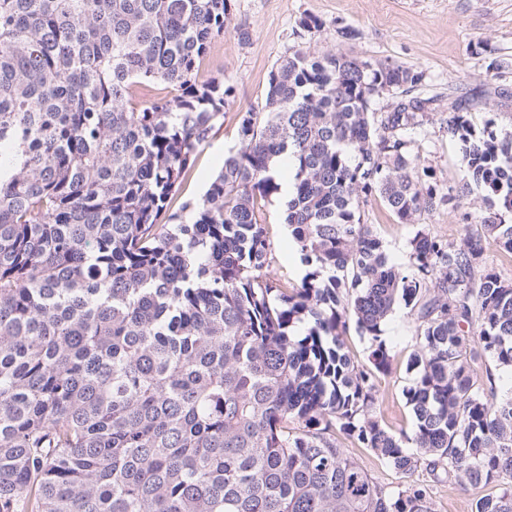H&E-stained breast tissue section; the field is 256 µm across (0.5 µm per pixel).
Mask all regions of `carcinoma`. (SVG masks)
<instances>
[{
	"mask_svg": "<svg viewBox=\"0 0 512 512\" xmlns=\"http://www.w3.org/2000/svg\"><path fill=\"white\" fill-rule=\"evenodd\" d=\"M229 24V0H0V512H432L451 478L487 489L472 512H512V280L485 257L512 254V136L448 88L445 192L412 149L439 100L423 72L293 49L176 224L224 123L230 89L197 75ZM276 156L308 267L292 288L256 210ZM475 188L464 237L416 229L405 267L361 211L377 196L414 225ZM397 306L419 339L410 435L378 418ZM343 438L405 480L375 482Z\"/></svg>",
	"mask_w": 512,
	"mask_h": 512,
	"instance_id": "obj_1",
	"label": "carcinoma"
}]
</instances>
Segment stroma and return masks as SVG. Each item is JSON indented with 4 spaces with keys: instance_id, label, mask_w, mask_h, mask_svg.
I'll return each mask as SVG.
<instances>
[{
    "instance_id": "stroma-1",
    "label": "stroma",
    "mask_w": 512,
    "mask_h": 512,
    "mask_svg": "<svg viewBox=\"0 0 512 512\" xmlns=\"http://www.w3.org/2000/svg\"><path fill=\"white\" fill-rule=\"evenodd\" d=\"M233 29L214 40L204 57L200 80L223 79L234 90L224 110V123L199 147L193 166L176 194L172 210L206 191L221 169L225 151L238 147L240 112L262 111L270 71L292 49L342 51L364 59H388L423 72L427 94L439 96L447 111L449 86L482 90L500 86L512 91V0H231ZM318 17L323 28L314 36H300L297 22ZM244 26L249 43H241L234 29ZM356 32L354 39L338 36L340 28ZM433 169L439 187L460 178L459 153L439 122L425 127L414 146ZM259 218L269 227L272 259L269 276L281 285L300 284L305 269L276 198L257 203ZM364 219L373 224L387 252L397 263L408 261L414 228L399 223L379 198H370ZM383 338L391 355L387 373L378 375L380 417L393 433H411L414 417L404 397L414 372L409 366L417 344L415 325L405 310L388 318Z\"/></svg>"
}]
</instances>
